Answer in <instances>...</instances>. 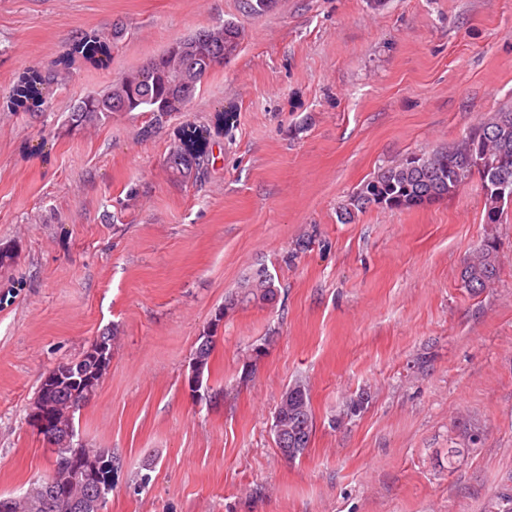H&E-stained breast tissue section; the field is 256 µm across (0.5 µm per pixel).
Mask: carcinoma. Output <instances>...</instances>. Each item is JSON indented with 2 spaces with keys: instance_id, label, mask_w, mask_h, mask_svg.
Listing matches in <instances>:
<instances>
[{
  "instance_id": "1",
  "label": "carcinoma",
  "mask_w": 512,
  "mask_h": 512,
  "mask_svg": "<svg viewBox=\"0 0 512 512\" xmlns=\"http://www.w3.org/2000/svg\"><path fill=\"white\" fill-rule=\"evenodd\" d=\"M276 0H247L243 3L245 12L262 15L271 11ZM212 31L202 30L174 41V45L193 51L208 52L220 49L221 45L209 41ZM87 60H94L106 49L94 35H86L75 49ZM169 70L141 67L129 71L103 92L83 98L72 110L74 123L93 122L100 115L112 111V104L125 101L131 112H150L154 122L160 124L173 112H178L196 95L201 79L190 80L180 87L171 85L168 71L182 68L178 55L168 60ZM35 76L19 80L16 102L34 99L38 95ZM489 159L499 167L512 172V107L494 113L485 121L471 128L457 144L432 151L412 153L399 163L383 167L365 181L353 198V207L363 210L370 205L390 209L419 207L445 199L456 193L458 188L474 174L481 175L484 188L491 187L482 162ZM498 246L495 241L479 245L472 251L461 271L463 287L478 292L497 278L499 272ZM278 293L273 278L259 268L250 276L245 285L243 300L271 301ZM112 357L111 338L102 337V344L87 350L79 359L71 361L68 374L41 383L32 408L45 410L54 420V437L51 444L56 461L64 462L70 469L89 474L91 490L97 503H105V495L112 483V471L104 467H93L90 461L74 452V421L69 413L71 402H85L95 394ZM280 430L293 437L297 433L298 418L307 421V436L299 445L297 455L305 453L310 445L313 432V411L310 397L303 400L288 399V407H279ZM45 481L31 488L30 499L22 512H72L69 499L63 489L58 488L50 500L52 509L44 508V497L39 493Z\"/></svg>"
}]
</instances>
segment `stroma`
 Wrapping results in <instances>:
<instances>
[{
	"label": "stroma",
	"mask_w": 512,
	"mask_h": 512,
	"mask_svg": "<svg viewBox=\"0 0 512 512\" xmlns=\"http://www.w3.org/2000/svg\"><path fill=\"white\" fill-rule=\"evenodd\" d=\"M232 22L236 55L166 123L70 110L172 41ZM120 37H113L114 28ZM93 32L100 65L65 66ZM50 76L7 106L22 74ZM512 106V0H0V494L49 476L28 422L46 374L112 338L76 440L108 450L103 512H497L512 494V203L479 177L340 215L378 168ZM202 157H168L186 132ZM500 273L461 283L485 238ZM296 252L286 263L288 252ZM266 268L274 302L243 303ZM223 320H216V313ZM214 334L213 400L193 396ZM302 381L300 458L272 429Z\"/></svg>",
	"instance_id": "obj_1"
}]
</instances>
